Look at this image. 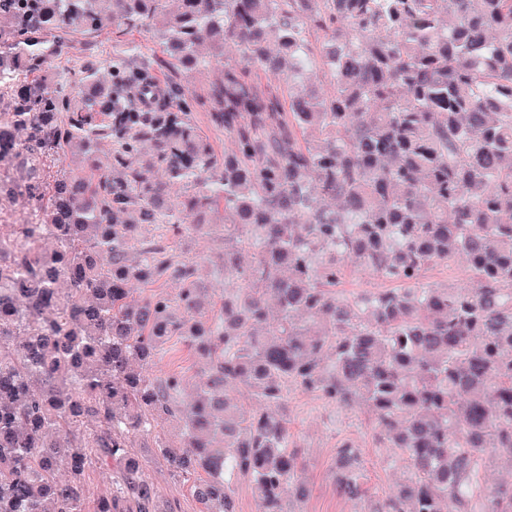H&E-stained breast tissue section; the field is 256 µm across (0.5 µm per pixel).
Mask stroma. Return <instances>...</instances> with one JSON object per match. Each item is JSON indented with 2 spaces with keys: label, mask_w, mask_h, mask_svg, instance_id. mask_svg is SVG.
<instances>
[{
  "label": "stroma",
  "mask_w": 512,
  "mask_h": 512,
  "mask_svg": "<svg viewBox=\"0 0 512 512\" xmlns=\"http://www.w3.org/2000/svg\"><path fill=\"white\" fill-rule=\"evenodd\" d=\"M111 52L112 40L108 35L75 37L68 52L53 62L46 76L61 80ZM201 367L202 362L193 351L172 341L152 372L176 373L192 384L198 381ZM284 414L292 449L304 464L302 477L310 489L300 512H373L378 501L391 495L403 480L405 460L392 449L377 446L375 423L366 408L329 405L314 394L295 388L288 394ZM176 431L175 421L161 423L151 435L134 438L131 451L146 462L145 477L154 487L159 512H199L188 484L153 458L156 441L173 437ZM347 442L359 448L363 460L364 494L358 499L342 497L336 491L337 453Z\"/></svg>",
  "instance_id": "stroma-1"
}]
</instances>
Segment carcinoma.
I'll list each match as a JSON object with an SVG mask.
<instances>
[{"instance_id":"carcinoma-1","label":"carcinoma","mask_w":512,"mask_h":512,"mask_svg":"<svg viewBox=\"0 0 512 512\" xmlns=\"http://www.w3.org/2000/svg\"><path fill=\"white\" fill-rule=\"evenodd\" d=\"M2 22L0 512H152L129 441L167 419L157 456L199 512H236L229 471L257 512H298L292 386L369 408L407 457L377 512H512V484H483L512 463V0H0ZM77 32L112 35L111 86L95 65L40 78ZM216 61L224 81L186 96L178 72ZM284 65L282 99L255 77ZM203 107L233 153L198 132ZM212 235L210 304L178 243ZM459 258L470 284L423 281ZM349 262L387 287L339 293ZM174 338L205 359L187 401L183 377L147 374ZM237 385L263 408H233ZM94 459L109 490L89 509ZM338 470L360 498L358 449Z\"/></svg>"}]
</instances>
